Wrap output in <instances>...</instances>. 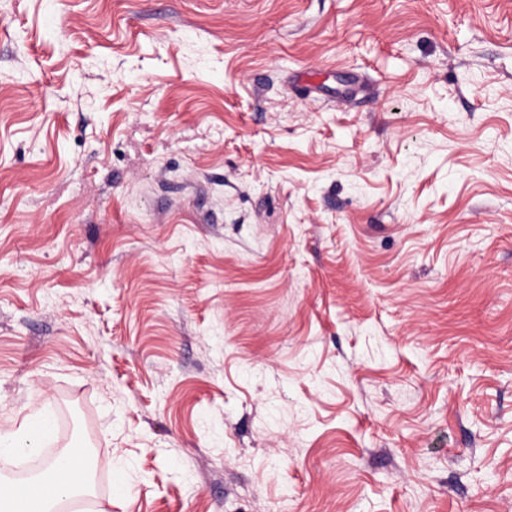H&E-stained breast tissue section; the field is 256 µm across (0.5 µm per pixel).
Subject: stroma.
Listing matches in <instances>:
<instances>
[{
	"instance_id": "35a3bbf8",
	"label": "stroma",
	"mask_w": 512,
	"mask_h": 512,
	"mask_svg": "<svg viewBox=\"0 0 512 512\" xmlns=\"http://www.w3.org/2000/svg\"><path fill=\"white\" fill-rule=\"evenodd\" d=\"M95 512H512V0H0V427ZM53 426L46 417H27L13 432H0V454L8 455L16 451L33 450L40 447L43 439L51 437ZM84 468L83 452L68 448L43 470L45 476L36 483L38 501L51 505L63 496L83 494Z\"/></svg>"
}]
</instances>
